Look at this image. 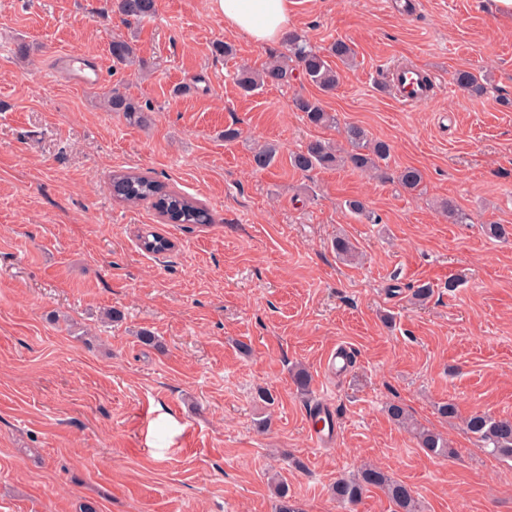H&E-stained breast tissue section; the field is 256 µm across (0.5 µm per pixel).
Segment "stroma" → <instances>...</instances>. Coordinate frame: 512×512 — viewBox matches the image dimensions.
Returning <instances> with one entry per match:
<instances>
[{
    "label": "stroma",
    "mask_w": 512,
    "mask_h": 512,
    "mask_svg": "<svg viewBox=\"0 0 512 512\" xmlns=\"http://www.w3.org/2000/svg\"><path fill=\"white\" fill-rule=\"evenodd\" d=\"M391 2L291 0L295 33L320 50L346 41L356 62L330 94L295 77L246 97L238 71L286 45L225 29L211 0H157L131 27L114 0H0V512H273L276 482L301 512H393L373 487L336 502V479L368 462L409 486L420 512H512V461L463 424L512 416V237L481 228H512V15L494 0H412L406 14ZM116 38L141 66L113 63ZM217 41L234 56L216 55ZM72 49L102 69L101 86L54 72ZM407 63L433 75L428 103L387 91ZM459 70L485 77V93L460 88ZM113 87L150 107V126L106 108ZM300 95L338 127L310 125ZM348 123L390 144L383 177L291 166ZM267 141L281 151L261 170L253 151ZM406 167L423 173L417 192L397 180ZM120 170L197 200L212 223L168 224L150 203L115 200ZM448 199L466 223L448 221ZM145 234L171 250L147 253ZM339 236L359 262L337 258ZM424 282L433 294L420 304ZM341 346L354 363L332 378L323 365ZM297 366L309 391L291 379ZM449 399L447 421L435 407ZM393 403L455 456L423 451ZM322 404L338 421L332 447L306 421Z\"/></svg>",
    "instance_id": "obj_1"
}]
</instances>
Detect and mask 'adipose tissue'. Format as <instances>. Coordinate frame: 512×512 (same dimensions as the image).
I'll use <instances>...</instances> for the list:
<instances>
[{"instance_id": "1", "label": "adipose tissue", "mask_w": 512, "mask_h": 512, "mask_svg": "<svg viewBox=\"0 0 512 512\" xmlns=\"http://www.w3.org/2000/svg\"><path fill=\"white\" fill-rule=\"evenodd\" d=\"M290 0H212L225 27L257 44L284 41L291 30Z\"/></svg>"}]
</instances>
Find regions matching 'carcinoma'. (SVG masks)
<instances>
[{
  "mask_svg": "<svg viewBox=\"0 0 512 512\" xmlns=\"http://www.w3.org/2000/svg\"><path fill=\"white\" fill-rule=\"evenodd\" d=\"M116 8L123 16V22L130 25L152 17L156 12V0H116ZM286 43L287 55L269 63L259 72H241L237 84L244 93L251 94L265 86L283 84L295 70L319 90L329 93L335 90L340 80V73L334 61L338 60L346 65L354 59V50L343 40L333 42L325 51L310 46L296 33L289 34ZM111 51L112 59L118 64L136 63L135 48L125 39L112 40ZM455 81L476 95L483 92V85L470 71L457 72ZM106 99L109 110L122 113L129 123L141 127L150 124L149 113L119 89L114 88L106 93ZM294 107L303 113L307 122L313 126L330 127L336 124V117L327 112L316 98L298 96L294 99ZM344 141L346 146L341 147L330 140L313 139L291 156V164L301 172L345 165L361 171L376 172L381 169V164L390 158V145L372 138L360 125H346ZM278 154L279 145L268 142L255 151L254 163L257 168L265 169L275 161ZM397 179L405 190L411 192L420 187L423 175L415 167H405L399 171ZM112 190L118 199L128 203H151L171 224L212 223L209 211L194 199L171 191L165 184L132 171L114 174ZM142 247L149 253L161 254L171 248V243L163 237L154 235L142 238ZM333 248L338 258L344 262H351L358 257V248L347 238H336ZM465 428L490 454L512 459V417H494L485 412L475 411L465 419ZM416 435L420 448L427 454L434 457L455 455L454 449L442 434L423 427L416 429ZM369 487L382 490L395 507V512H418L410 489L380 468L371 465L364 467L356 476L338 478L333 485V493L337 500L353 504ZM274 496L275 512H300L295 502L288 496V487L284 484L280 483L274 488Z\"/></svg>",
  "mask_w": 512,
  "mask_h": 512,
  "instance_id": "carcinoma-1",
  "label": "carcinoma"
}]
</instances>
